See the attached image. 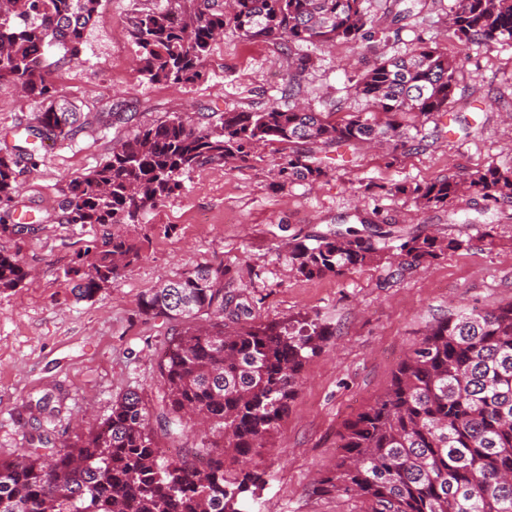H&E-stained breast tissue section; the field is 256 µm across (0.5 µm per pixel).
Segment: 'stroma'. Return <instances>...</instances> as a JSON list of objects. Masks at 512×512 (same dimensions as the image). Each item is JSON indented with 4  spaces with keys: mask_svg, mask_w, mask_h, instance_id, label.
I'll return each mask as SVG.
<instances>
[{
    "mask_svg": "<svg viewBox=\"0 0 512 512\" xmlns=\"http://www.w3.org/2000/svg\"><path fill=\"white\" fill-rule=\"evenodd\" d=\"M160 0H102L100 23L90 28L78 61L48 56L61 99L75 104L83 124L73 139L37 149L15 198L19 212L40 227L0 239L19 252L31 275L23 287L0 290V459L34 454L30 438L48 425L63 443L77 421L108 417L130 390L158 402V355L179 325L139 312L143 294L199 264L232 270L233 291L259 322L308 319L330 338L303 371L291 411L261 451L265 485L255 512H358L353 500L323 495L318 486L336 460V436L346 419L388 386L398 363L425 326L449 306L492 310L512 303V203L461 195L449 209L423 207L376 185L460 177L488 165L512 167V45L463 49L448 20L454 0H404L408 16L398 36L373 42L308 48L299 67L287 45L246 42L225 29L203 65V79L180 88L143 81L137 48L128 36L138 8ZM425 40L458 58L450 120L427 122L437 138L408 150L388 143L333 156L318 182L276 184L278 153L264 150L254 167L210 166L185 177L182 190L126 225L144 258L116 277L94 300H76L63 278L76 253L102 226L56 220L59 190L94 170L114 143L139 126L177 113L234 112L270 104L328 111L364 104L353 83L372 56L404 54ZM299 87L296 98L281 91ZM121 106L129 122L114 119ZM40 105L11 84H0V144L22 143ZM368 221L394 239L435 235L463 240L461 249L429 265L404 258L356 266L341 276L308 280L288 262V243L328 229ZM497 227L494 240L481 236ZM52 394L59 409L46 419L36 401Z\"/></svg>",
    "mask_w": 512,
    "mask_h": 512,
    "instance_id": "obj_1",
    "label": "stroma"
}]
</instances>
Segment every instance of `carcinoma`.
Wrapping results in <instances>:
<instances>
[{
    "mask_svg": "<svg viewBox=\"0 0 512 512\" xmlns=\"http://www.w3.org/2000/svg\"><path fill=\"white\" fill-rule=\"evenodd\" d=\"M367 0H165L131 17L138 72L150 83L182 86L203 77L202 63L231 25L243 40L292 47L363 44L385 26ZM101 0H0V83L12 82L42 105L28 136L43 143L73 136L80 113L58 100L47 55L79 58ZM449 21L467 47L512 45V0H454ZM458 62L419 41L404 56L374 57L353 84L368 105L335 119L305 108L226 112L203 124L173 114L120 141L93 171L61 189L60 224H134L181 191L183 177L234 161L251 167L261 150L281 154L280 186L326 175L321 153L397 141L419 148L423 123L442 117ZM33 150L0 152V238L31 234L14 220L19 177ZM512 203V168L489 165L467 177L444 175L391 185L386 192L446 208L462 191ZM388 235L293 237L288 261L306 279L341 275L383 258ZM463 241L414 236L397 249L409 265L430 264ZM142 248L118 231L93 239L63 271L75 296L93 300ZM30 276L19 252L0 249V289ZM223 265H198L146 293L144 315L181 322L159 364L162 430L181 438L185 417L212 437L192 459L169 462L150 425L151 409L131 390L112 413L78 431L45 458L0 460V512H249L263 483L255 456L288 416L308 359L326 340L312 323L263 324L235 301ZM340 451L320 487L355 499L360 512H512V303L459 307L432 324L406 354L386 391L346 420Z\"/></svg>",
    "mask_w": 512,
    "mask_h": 512,
    "instance_id": "carcinoma-1",
    "label": "carcinoma"
}]
</instances>
